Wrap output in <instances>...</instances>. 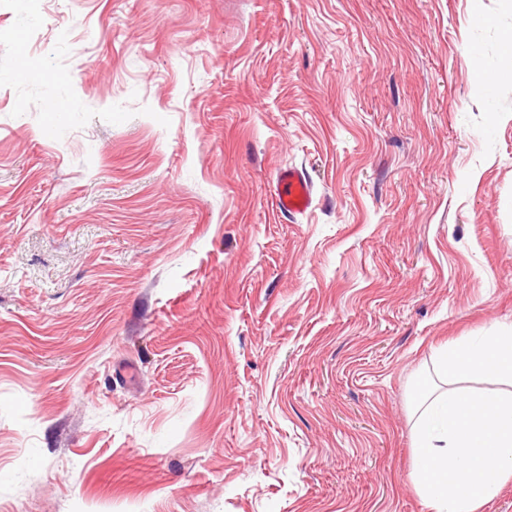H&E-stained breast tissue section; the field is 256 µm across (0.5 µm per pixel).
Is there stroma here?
<instances>
[{
	"label": "stroma",
	"mask_w": 512,
	"mask_h": 512,
	"mask_svg": "<svg viewBox=\"0 0 512 512\" xmlns=\"http://www.w3.org/2000/svg\"><path fill=\"white\" fill-rule=\"evenodd\" d=\"M509 30L0 0V512H428L413 382L512 323ZM273 204L279 212L304 214L312 206L314 186L302 170L296 167L280 168L276 173Z\"/></svg>",
	"instance_id": "obj_1"
}]
</instances>
